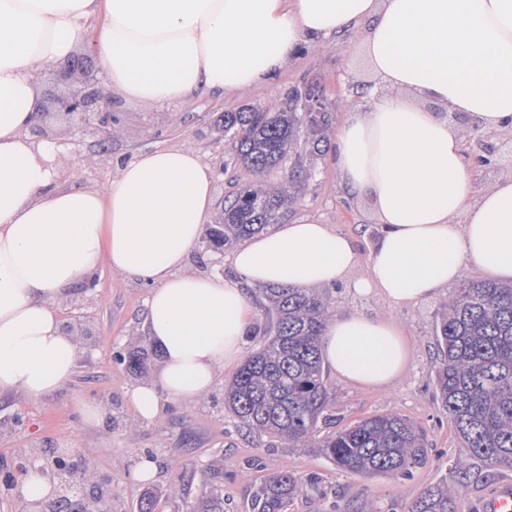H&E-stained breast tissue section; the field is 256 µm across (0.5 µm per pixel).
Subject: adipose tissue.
I'll return each instance as SVG.
<instances>
[{"mask_svg": "<svg viewBox=\"0 0 512 512\" xmlns=\"http://www.w3.org/2000/svg\"><path fill=\"white\" fill-rule=\"evenodd\" d=\"M113 93L165 103L262 84L303 43L358 34L374 79L367 109L336 130L333 163L378 232L367 267L354 237L282 224L241 243L237 275L187 260L214 214L213 170L195 151L139 154L106 189L57 182L55 148L33 141L43 65L68 59L85 22ZM512 131V0H0V393L62 390L78 343L57 306L100 266L150 284L145 325L160 362L127 393L142 421L190 403L243 355L258 286H341L398 309L468 267L512 283V176L473 190L449 113ZM322 358L343 383L387 389L408 340L389 315L335 314Z\"/></svg>", "mask_w": 512, "mask_h": 512, "instance_id": "obj_1", "label": "adipose tissue"}]
</instances>
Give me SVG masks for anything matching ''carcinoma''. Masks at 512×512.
<instances>
[{"instance_id": "cac0c4a2", "label": "carcinoma", "mask_w": 512, "mask_h": 512, "mask_svg": "<svg viewBox=\"0 0 512 512\" xmlns=\"http://www.w3.org/2000/svg\"><path fill=\"white\" fill-rule=\"evenodd\" d=\"M307 95L295 87L277 105L224 113V134L232 135L236 162L245 169L267 174L290 157L294 165L286 179L235 190L224 203L222 223L208 232L212 245L230 247L277 223L295 180L310 176L299 141L318 150L328 119L304 111ZM263 292L272 326L246 355L225 395L236 423L296 448H316L344 473L411 478L428 462L426 433L401 414L373 415L319 434V425L333 419L319 346L334 313L331 298L288 287ZM435 336L440 356L434 383L455 434L470 455L494 468H512V285L462 284L438 311ZM77 474L95 495L68 500L69 512H104L106 483L89 465ZM306 485L315 480L290 472L270 475L254 492L252 512H287ZM459 495V487L444 479L423 490L407 512H457Z\"/></svg>"}]
</instances>
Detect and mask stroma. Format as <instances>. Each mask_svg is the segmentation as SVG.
<instances>
[{
    "label": "stroma",
    "instance_id": "obj_1",
    "mask_svg": "<svg viewBox=\"0 0 512 512\" xmlns=\"http://www.w3.org/2000/svg\"><path fill=\"white\" fill-rule=\"evenodd\" d=\"M99 26V20H89L83 40L75 48L76 55L86 59L83 71L68 73L65 62L59 61L37 72L45 112L32 137L55 145L60 184L100 189L135 156L180 146L196 151L212 166L215 208L223 210L231 186L252 179L235 163L232 142L224 136L223 114L244 105L277 103L293 86L311 82L322 92L329 128L319 153L305 156L310 176L284 209L281 221L332 225L356 238L360 260L368 262L377 226L366 205L343 193L331 162L337 127L347 113L366 108L370 102L362 90L372 79L356 37L331 38L304 47L289 58L281 73L254 88L163 104L116 98L112 101L113 125L78 126L56 111L53 100L91 88L107 89L105 73L93 50ZM232 255V250L214 248L204 238L191 253L187 268L231 277L235 274ZM149 290L143 282L101 268L92 286L78 287L61 306L64 326L86 331L66 387L40 400L17 393L0 395V512H31V505L17 495L13 481L20 476V467L35 463L46 468L58 455L90 464L109 480L112 512H140L149 494L156 502L154 512H194L199 499L213 493L223 496L224 512H251L255 488L280 471L317 479L315 487H304L288 512H330L334 501L355 504L365 498L377 501L383 512H406L423 489L450 475L454 460L463 455L462 444L441 408L432 373L438 355L437 312L448 301L450 290L395 311L378 296L361 301L343 290L333 294L335 308L341 312L395 314L410 338L409 364L391 390L355 388L340 382L332 370L324 372L336 428L396 412L426 429L429 461L409 479L345 474L315 452L240 430L224 404L225 388L236 372L232 366L194 403L166 404L154 422H143L125 392L152 381L158 367L159 356L143 328ZM135 345L148 352L145 369L136 374L114 359L116 351L126 352ZM80 400L101 406L99 425L81 422L76 409ZM145 457L156 462L157 472L152 481L142 483L133 473ZM503 482L512 483V469H495L481 459H470L457 512H481L483 499Z\"/></svg>",
    "mask_w": 512,
    "mask_h": 512
}]
</instances>
